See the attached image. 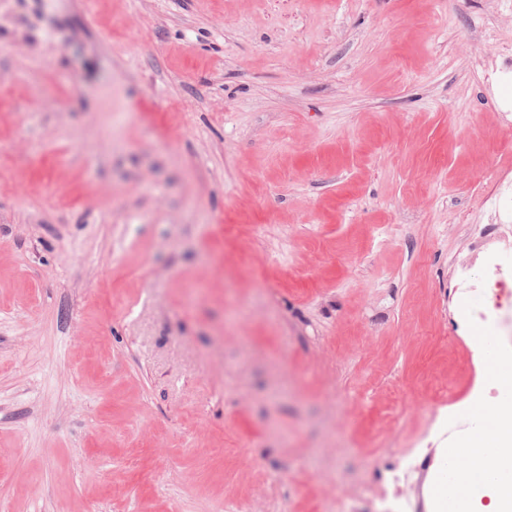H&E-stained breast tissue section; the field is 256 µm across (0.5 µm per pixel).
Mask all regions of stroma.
Returning <instances> with one entry per match:
<instances>
[{"mask_svg": "<svg viewBox=\"0 0 512 512\" xmlns=\"http://www.w3.org/2000/svg\"><path fill=\"white\" fill-rule=\"evenodd\" d=\"M510 48L512 0H0V512L430 480L490 374L452 299Z\"/></svg>", "mask_w": 512, "mask_h": 512, "instance_id": "obj_1", "label": "stroma"}]
</instances>
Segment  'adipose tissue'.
Listing matches in <instances>:
<instances>
[{
	"mask_svg": "<svg viewBox=\"0 0 512 512\" xmlns=\"http://www.w3.org/2000/svg\"><path fill=\"white\" fill-rule=\"evenodd\" d=\"M486 451L493 453L502 479L487 477L473 468V460ZM451 455L455 486L483 488L492 499L493 512H512V401L503 399L489 407L482 428L455 447Z\"/></svg>",
	"mask_w": 512,
	"mask_h": 512,
	"instance_id": "adipose-tissue-1",
	"label": "adipose tissue"
}]
</instances>
